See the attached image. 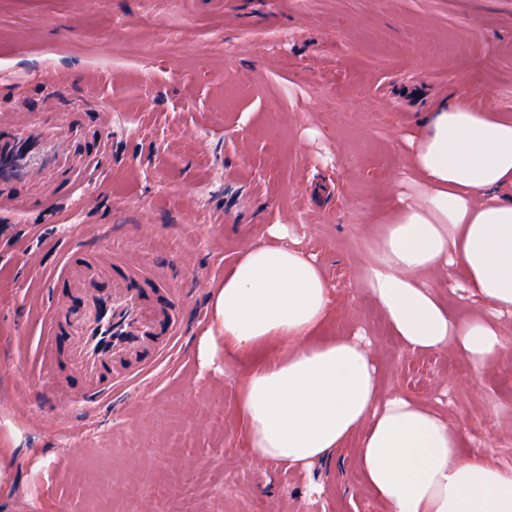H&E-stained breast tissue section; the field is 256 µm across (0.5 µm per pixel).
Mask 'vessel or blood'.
I'll return each mask as SVG.
<instances>
[{
  "label": "vessel or blood",
  "mask_w": 512,
  "mask_h": 512,
  "mask_svg": "<svg viewBox=\"0 0 512 512\" xmlns=\"http://www.w3.org/2000/svg\"><path fill=\"white\" fill-rule=\"evenodd\" d=\"M110 115L109 107H98L94 144L79 151L69 133L48 131L37 114L0 113V212L68 195L106 150ZM57 164L68 179L45 183L46 169ZM183 293L175 266L131 253L106 262L100 250L64 248L39 299L42 362L54 365L65 350L72 374L51 386L47 404L84 416L152 378L185 334Z\"/></svg>",
  "instance_id": "obj_1"
}]
</instances>
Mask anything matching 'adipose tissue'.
Listing matches in <instances>:
<instances>
[{"label": "adipose tissue", "instance_id": "obj_1", "mask_svg": "<svg viewBox=\"0 0 512 512\" xmlns=\"http://www.w3.org/2000/svg\"><path fill=\"white\" fill-rule=\"evenodd\" d=\"M408 143L419 192L370 212L383 232L367 292L412 351L460 342L480 376L512 352V338L480 315L457 322L426 276L458 267L454 292L512 314V114L456 95ZM333 291L284 224L268 225L225 271L215 320L225 358L245 367L234 415L246 448L303 471L354 448L384 512H512V465L469 450L447 415L386 390L360 334L327 335Z\"/></svg>", "mask_w": 512, "mask_h": 512}]
</instances>
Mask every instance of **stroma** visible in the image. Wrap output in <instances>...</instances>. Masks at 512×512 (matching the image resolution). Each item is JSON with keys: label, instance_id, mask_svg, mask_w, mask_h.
<instances>
[{"label": "stroma", "instance_id": "1", "mask_svg": "<svg viewBox=\"0 0 512 512\" xmlns=\"http://www.w3.org/2000/svg\"><path fill=\"white\" fill-rule=\"evenodd\" d=\"M453 94L512 113V0H0V113L57 128L88 98L117 107L70 198L0 213V512H139L143 494L158 512H384L353 449L307 474L257 464L233 416L241 365L199 356L225 270L270 224L335 286L329 334L363 332L389 390L512 465V362L477 376L459 351L413 352L366 291L365 216L416 193L408 139ZM104 234L177 263L189 334L154 383L76 423L44 402L28 293L62 242Z\"/></svg>", "mask_w": 512, "mask_h": 512}]
</instances>
